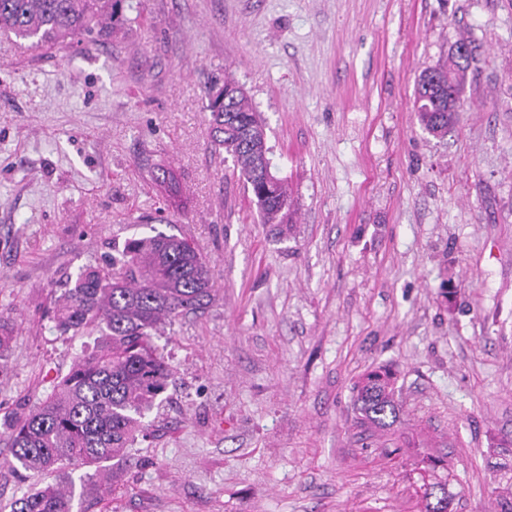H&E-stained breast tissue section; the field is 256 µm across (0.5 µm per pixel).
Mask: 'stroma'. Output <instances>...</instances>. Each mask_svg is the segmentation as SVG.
I'll return each instance as SVG.
<instances>
[{
	"mask_svg": "<svg viewBox=\"0 0 512 512\" xmlns=\"http://www.w3.org/2000/svg\"><path fill=\"white\" fill-rule=\"evenodd\" d=\"M120 6L106 39L0 35V417L94 346L55 327L70 280L156 230L195 243L213 296L153 338L173 378L145 437L105 477L56 474L74 512H421L441 479L450 512H512V0ZM463 34L481 56L435 137L416 83ZM227 75L288 181L284 231L212 141ZM378 365L386 431L352 406ZM12 461L0 429V512L42 484ZM354 389L357 423L377 430L390 429L397 419L393 373L387 368L369 371Z\"/></svg>",
	"mask_w": 512,
	"mask_h": 512,
	"instance_id": "1",
	"label": "stroma"
}]
</instances>
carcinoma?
Wrapping results in <instances>:
<instances>
[{"instance_id":"carcinoma-1","label":"carcinoma","mask_w":512,"mask_h":512,"mask_svg":"<svg viewBox=\"0 0 512 512\" xmlns=\"http://www.w3.org/2000/svg\"><path fill=\"white\" fill-rule=\"evenodd\" d=\"M120 0H0V33L46 48L98 29L107 35L122 22ZM456 44L448 63L421 77L416 112L422 127L445 135L448 89L460 90L480 45L470 36ZM222 91L208 90L213 143L224 149L251 189L265 224H290L294 203L286 180L266 177L262 161L270 148L265 124L241 86L224 79ZM112 267H87L58 299L55 327L74 336L98 333L92 351H82L53 393L38 406L4 419L12 457L36 476L65 468L93 467L123 457L145 429L143 419L164 392L173 370L157 353L153 337L178 316L210 302L213 282L208 262L185 237L158 233L112 246ZM357 423L377 430L397 419L396 387L387 368L367 372L355 386ZM73 485L48 484L16 500L13 512H73ZM425 512H448L445 483L427 485Z\"/></svg>"}]
</instances>
